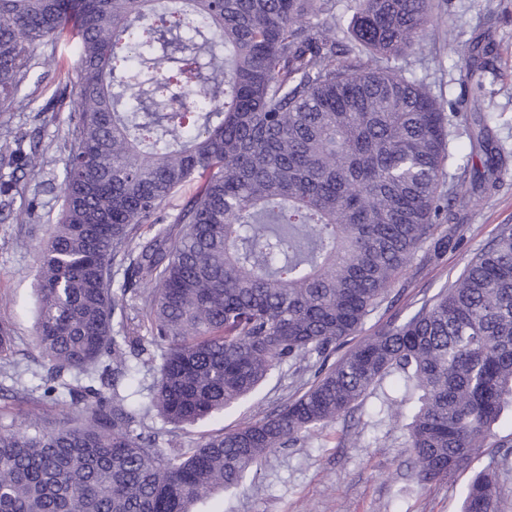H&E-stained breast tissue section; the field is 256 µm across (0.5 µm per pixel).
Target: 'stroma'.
<instances>
[{"label":"stroma","mask_w":512,"mask_h":512,"mask_svg":"<svg viewBox=\"0 0 512 512\" xmlns=\"http://www.w3.org/2000/svg\"><path fill=\"white\" fill-rule=\"evenodd\" d=\"M436 20L414 54L389 60L390 69L423 81L447 103L460 94L455 63L462 43L481 36L494 46V67L486 75L483 107L492 112L500 144L512 152V0H434ZM38 63L16 101L0 112V132L25 136L26 148L42 157L39 170L15 171L9 209L0 210V324L13 331L12 348L0 357V432L23 423L48 424L76 419L78 408L52 405L35 390L45 371L34 339L38 315L40 248L63 206L60 184L69 151L76 91L77 53L73 43H41ZM463 239L440 260L415 256L393 286L392 303L365 323L366 331L405 317L451 284L470 258L504 225H512V173L498 191L459 210ZM312 364L284 367L239 407L180 430L184 446L202 437L234 430L263 417L313 381ZM371 396L352 414L319 430L306 441L279 449L258 465L243 487L219 495L221 512H460L461 492L474 474L498 473L500 512H512V460L487 449L448 478L420 484L402 446L401 423L379 409Z\"/></svg>","instance_id":"obj_1"}]
</instances>
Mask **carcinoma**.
<instances>
[{"label": "carcinoma", "mask_w": 512, "mask_h": 512, "mask_svg": "<svg viewBox=\"0 0 512 512\" xmlns=\"http://www.w3.org/2000/svg\"><path fill=\"white\" fill-rule=\"evenodd\" d=\"M348 10L337 14L336 0H0L1 111L37 44L65 39L78 53L35 342L49 362L43 396L86 410L50 431L0 433V512H194L394 375L403 393L383 394L380 411L415 397L404 447L418 481L504 447L512 227L411 316L322 367L419 251L435 258L460 243L441 224L495 191L512 160L493 145L491 115L465 100L445 107L383 65L432 26V0H350ZM492 66V48L469 41L457 60L465 92L483 93ZM459 128L470 146L461 158ZM458 160L465 176L445 192ZM40 165L21 138L0 136V167ZM190 184L171 220L178 232L140 240ZM130 299L156 354L130 335ZM312 359L314 381L254 423L193 448L171 431H137L152 411L192 425ZM148 363L157 378L142 405L122 382ZM461 512H497L492 469L470 482Z\"/></svg>", "instance_id": "cac0c4a2"}]
</instances>
